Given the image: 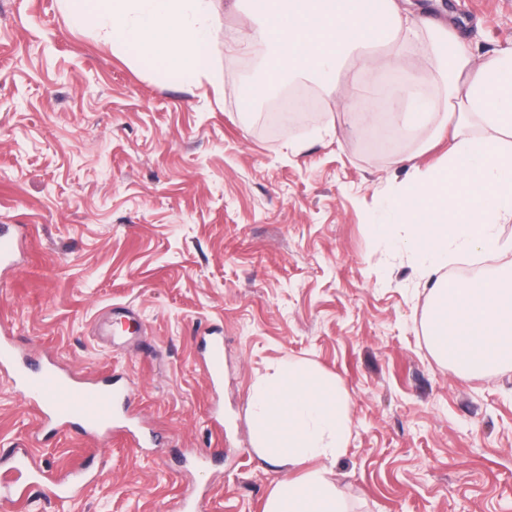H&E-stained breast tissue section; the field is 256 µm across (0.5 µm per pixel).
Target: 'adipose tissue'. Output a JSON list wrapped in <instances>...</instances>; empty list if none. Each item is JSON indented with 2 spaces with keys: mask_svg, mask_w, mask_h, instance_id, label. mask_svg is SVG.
I'll return each instance as SVG.
<instances>
[{
  "mask_svg": "<svg viewBox=\"0 0 512 512\" xmlns=\"http://www.w3.org/2000/svg\"><path fill=\"white\" fill-rule=\"evenodd\" d=\"M74 27L95 24L103 39L134 52L173 80L209 76L215 53L211 0H59ZM263 0L248 12L244 44L267 48L270 77L294 70L324 79L345 109L364 94L339 85L345 62L373 70L399 69L410 48L425 65L401 86L411 108L402 124L450 130L452 145L438 165L418 173L393 199L389 238L417 258L429 284L427 335L437 358L462 372L512 365V252L500 224L512 220V49L477 61L453 25L412 17L406 0ZM476 253L495 274L451 280L455 257ZM254 444L262 460L282 468L265 512H343L325 462L346 448L348 398L335 379L287 362L251 392Z\"/></svg>",
  "mask_w": 512,
  "mask_h": 512,
  "instance_id": "adipose-tissue-1",
  "label": "adipose tissue"
}]
</instances>
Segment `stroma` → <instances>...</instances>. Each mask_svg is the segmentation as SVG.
Masks as SVG:
<instances>
[{"label":"stroma","mask_w":512,"mask_h":512,"mask_svg":"<svg viewBox=\"0 0 512 512\" xmlns=\"http://www.w3.org/2000/svg\"><path fill=\"white\" fill-rule=\"evenodd\" d=\"M472 52L512 47V0H416ZM208 80L173 81L72 29L58 0H0V225L26 227L0 287V326L25 357L127 388L144 447L54 430L0 372V473L94 475L79 497L0 493V512H264L280 479L252 443L254 383L284 362L334 378L350 438L327 463L344 512H512V367L464 374L424 333L428 290L387 237L385 208L448 141L353 125L315 79L267 83L241 50L249 19L212 0ZM400 71L340 72L377 85ZM319 112L273 132L295 87ZM223 342L224 374L205 363ZM26 475L28 483L18 486L19 478ZM41 476L40 472L36 469L32 455L28 452L13 455L12 467L3 474L1 484H6L20 499L25 498L34 487L41 489L40 484L35 480V476Z\"/></svg>","instance_id":"35a3bbf8"}]
</instances>
